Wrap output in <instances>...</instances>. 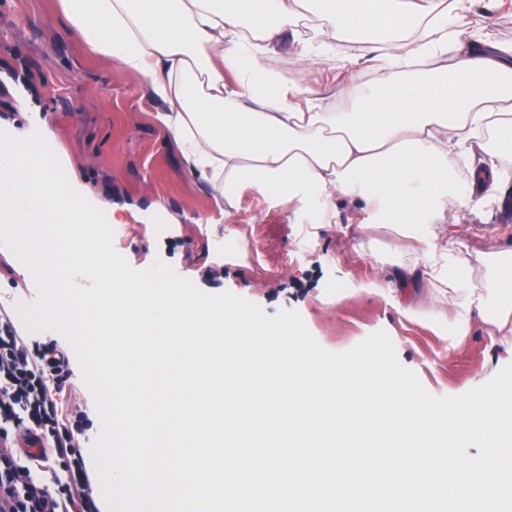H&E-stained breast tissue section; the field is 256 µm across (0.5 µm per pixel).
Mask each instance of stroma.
I'll use <instances>...</instances> for the list:
<instances>
[{"label": "stroma", "instance_id": "35a3bbf8", "mask_svg": "<svg viewBox=\"0 0 512 512\" xmlns=\"http://www.w3.org/2000/svg\"><path fill=\"white\" fill-rule=\"evenodd\" d=\"M473 28L488 25L512 40V0H475ZM30 68L42 83L37 92L8 79ZM11 107L0 112V131L25 135L47 126L86 192L110 203L126 227L121 255L137 270L168 264L208 294L231 292L259 305L267 315L294 310L325 350L347 351L385 331L401 364L436 397H455L490 381L512 364V353L476 325L468 339L449 350L448 325L411 316L428 291L424 276L399 280L395 292L367 289L377 255L392 254L393 233L348 223L316 224L309 211H288L245 187L237 217L224 216L219 194L192 174L156 119L160 103L141 78L119 64L91 54L74 38L57 0H0V80ZM263 220L251 223L255 213ZM463 225L448 228L449 240L464 237L471 252L512 249V222L494 206L466 209ZM223 239L244 250L243 263H214L211 244ZM54 341L70 360L71 374L57 394L60 418L81 416L85 441L98 439L102 422L78 357L64 336Z\"/></svg>", "mask_w": 512, "mask_h": 512}]
</instances>
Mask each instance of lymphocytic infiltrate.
<instances>
[{"mask_svg":"<svg viewBox=\"0 0 512 512\" xmlns=\"http://www.w3.org/2000/svg\"><path fill=\"white\" fill-rule=\"evenodd\" d=\"M69 360L54 345L30 349L13 324L0 323V512H99L85 490L87 472L74 435L82 419L59 420L55 392L69 378ZM30 447H21L19 435ZM63 466L71 483L47 485L48 468Z\"/></svg>","mask_w":512,"mask_h":512,"instance_id":"obj_1","label":"lymphocytic infiltrate"}]
</instances>
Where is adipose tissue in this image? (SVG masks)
Returning a JSON list of instances; mask_svg holds the SVG:
<instances>
[{"label":"adipose tissue","instance_id":"1","mask_svg":"<svg viewBox=\"0 0 512 512\" xmlns=\"http://www.w3.org/2000/svg\"><path fill=\"white\" fill-rule=\"evenodd\" d=\"M60 0L96 55L138 74L190 171L224 214L243 187L281 206L309 203L335 223L336 201L362 228L400 240V266L439 288L419 310L451 318L450 346L475 321L512 346V253L442 245L444 225L495 201L512 166V42L469 21L471 0ZM319 88L273 73L280 40Z\"/></svg>","mask_w":512,"mask_h":512}]
</instances>
